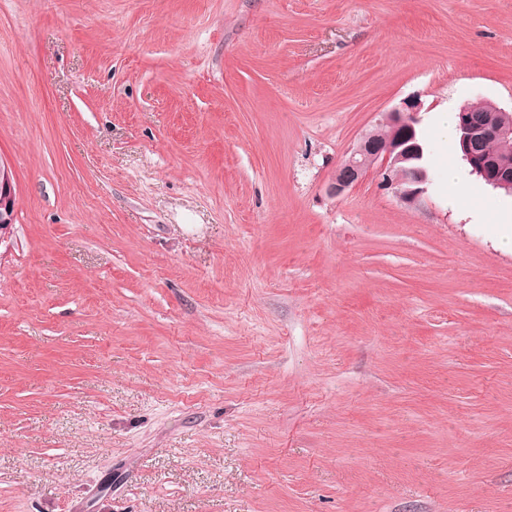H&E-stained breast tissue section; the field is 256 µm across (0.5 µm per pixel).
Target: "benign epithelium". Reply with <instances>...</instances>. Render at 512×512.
Returning a JSON list of instances; mask_svg holds the SVG:
<instances>
[{"mask_svg": "<svg viewBox=\"0 0 512 512\" xmlns=\"http://www.w3.org/2000/svg\"><path fill=\"white\" fill-rule=\"evenodd\" d=\"M420 104L407 101L382 115L381 122L391 128L390 135L380 137L375 132L364 134L350 155L336 168L327 192L340 196L356 185L370 169L381 172L383 182L393 189L404 204H417L428 192L429 171L423 163L424 148L418 138ZM505 121L486 128L476 120L474 107L463 106L458 113V131L464 159L471 172L494 189L512 188V164L480 149L478 143L507 140L512 137V114L504 113ZM16 208L14 175L0 160V243L11 236Z\"/></svg>", "mask_w": 512, "mask_h": 512, "instance_id": "1", "label": "benign epithelium"}]
</instances>
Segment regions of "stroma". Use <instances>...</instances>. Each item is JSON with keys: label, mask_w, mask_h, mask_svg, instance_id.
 Instances as JSON below:
<instances>
[{"label": "stroma", "mask_w": 512, "mask_h": 512, "mask_svg": "<svg viewBox=\"0 0 512 512\" xmlns=\"http://www.w3.org/2000/svg\"><path fill=\"white\" fill-rule=\"evenodd\" d=\"M413 98L420 203L329 196ZM485 101L512 0H0V512H512ZM496 110L503 112L505 121L492 128L481 126L476 120L474 107L463 106L458 113V131L464 152V159L468 163L472 174L494 189L512 188V164L503 162L492 156L487 150H481L479 141L485 137L487 143L496 142L494 152L500 157L511 161L512 155V112H505L501 108L490 104ZM504 139V140H503ZM510 139V140H507ZM15 189L13 172L0 159V244L11 236L16 208Z\"/></svg>", "instance_id": "stroma-1"}]
</instances>
